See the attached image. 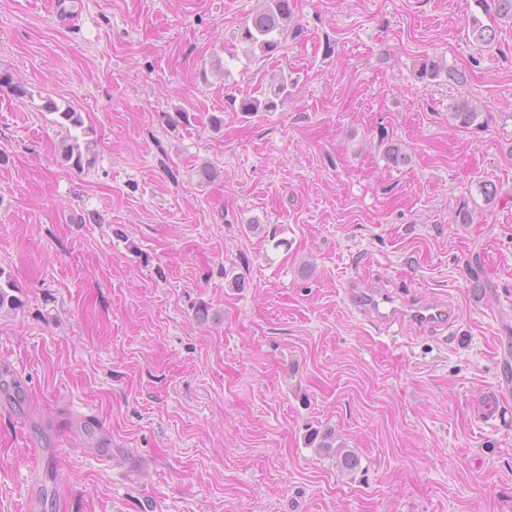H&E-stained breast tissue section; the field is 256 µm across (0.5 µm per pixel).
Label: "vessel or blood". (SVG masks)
Returning a JSON list of instances; mask_svg holds the SVG:
<instances>
[{"label": "vessel or blood", "mask_w": 512, "mask_h": 512, "mask_svg": "<svg viewBox=\"0 0 512 512\" xmlns=\"http://www.w3.org/2000/svg\"><path fill=\"white\" fill-rule=\"evenodd\" d=\"M346 294L354 298L358 313L375 316L385 325L414 323L442 326L446 323V311L436 302L421 298L401 300L388 293L359 294L356 283H348Z\"/></svg>", "instance_id": "obj_1"}]
</instances>
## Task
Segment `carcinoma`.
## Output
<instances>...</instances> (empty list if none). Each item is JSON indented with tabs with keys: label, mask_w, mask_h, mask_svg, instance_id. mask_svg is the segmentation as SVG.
I'll list each match as a JSON object with an SVG mask.
<instances>
[{
	"label": "carcinoma",
	"mask_w": 512,
	"mask_h": 512,
	"mask_svg": "<svg viewBox=\"0 0 512 512\" xmlns=\"http://www.w3.org/2000/svg\"><path fill=\"white\" fill-rule=\"evenodd\" d=\"M293 16V5L290 0H262V6L239 28L236 38L249 49H258L262 56H271L280 49ZM470 37L484 45L492 43L495 39L491 28L478 20L472 22ZM416 75L421 81H432L445 75L448 80L457 84L464 83L466 79L465 73L448 66L437 56L421 59L417 64ZM2 85L10 86L19 99L33 98V92L25 84L14 81L12 75L7 72H0V86ZM287 86L288 80L283 77L261 96L242 99L239 110L248 114L272 112L277 109L278 101L282 100ZM45 109L57 114L55 123L66 131L62 144L63 159L79 170L84 169L86 165H92L94 140L89 138L81 113L69 107L62 108L51 99L46 101ZM450 115L459 125L469 127L476 122L480 112L472 102L461 99L453 104ZM335 443L336 438L329 430H314L309 434V444L336 455V463L341 468L347 471L356 469L359 466L358 457L349 450L335 446Z\"/></svg>",
	"instance_id": "1"
}]
</instances>
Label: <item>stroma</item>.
<instances>
[{
	"label": "stroma",
	"mask_w": 512,
	"mask_h": 512,
	"mask_svg": "<svg viewBox=\"0 0 512 512\" xmlns=\"http://www.w3.org/2000/svg\"><path fill=\"white\" fill-rule=\"evenodd\" d=\"M295 3L268 58L235 39L261 0H70L68 25L50 0H0V71L34 92L0 87L19 300L0 366L24 392L0 395V512H28L36 463L61 478L38 512H512V397L474 411L512 388V19L487 0ZM426 56L466 84L418 80ZM280 75L275 111L240 112ZM47 98L81 112L89 168L62 160ZM355 279L445 302L451 324L373 328ZM309 444L313 445L316 448H322L326 452H332L333 455H336V463L347 471L355 470L359 466V459L356 457L351 451L343 450L341 445L337 447L334 445L336 443V438L331 431L326 430L321 432L320 430H313L309 434ZM336 447V450L334 449Z\"/></svg>",
	"instance_id": "35a3bbf8"
}]
</instances>
